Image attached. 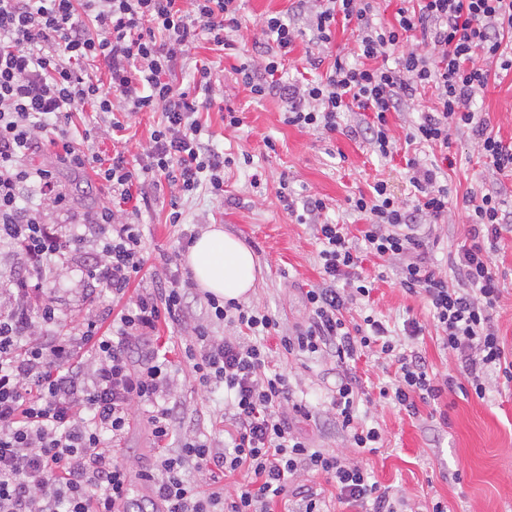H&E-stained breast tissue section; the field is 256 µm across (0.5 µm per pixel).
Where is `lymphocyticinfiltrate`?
<instances>
[{
	"mask_svg": "<svg viewBox=\"0 0 512 512\" xmlns=\"http://www.w3.org/2000/svg\"><path fill=\"white\" fill-rule=\"evenodd\" d=\"M372 2L294 0L315 43L329 44L336 27L352 30L356 63L335 60L315 80H284L299 32L281 14L266 15L260 26L268 44L261 62L244 70L243 82L255 97L284 103V124L321 135L336 133L341 113H371L360 135L383 158L398 152L390 115L434 89V107L405 133L402 155L412 202L396 199L381 180L370 194L351 198L364 220L358 246L343 225H317L323 283L305 293L307 325L280 339L286 353L327 351L345 366L366 355L388 360L396 370L379 396L415 417L421 406L463 382L484 398L488 373L512 383V350L493 323L501 298L494 256L503 233H512V204L497 188L465 197V238L449 258V279L436 271L419 232L422 221L435 224L447 217L449 204L441 166L424 163L419 152H447L452 129L470 130L486 164L512 176V142L494 134L489 119L472 109L491 79L512 72V0H416L414 7L397 8L391 24L374 20ZM241 28L239 0H0V242H10L23 257L21 269L8 279L13 301L0 310V512H122L131 491L129 474L113 464L104 445L124 437L135 401L148 406L158 447L152 467L141 475L153 494V512H276L288 496L296 500L295 512H324L313 488L297 486L304 472L329 476L339 502L366 512H399L397 500L379 489L365 465L311 447L293 433L285 415L288 378L266 371L264 337L277 326L268 312L208 297L212 316L253 335L249 342L237 336L217 342L200 323L184 347L199 383L223 385L232 396L231 446L223 450L185 435L175 456L168 452L176 435L169 361L150 343L160 324L181 322L189 313V293L180 280L137 294L108 327L91 320L65 339L33 334L36 325L60 318L40 294L56 264H79L91 287L120 298L143 281L145 263L138 216L122 218L105 206L84 232L63 235L22 206L29 187L61 198L53 171L26 163L40 147V132L54 128L58 161L93 171L118 202L131 201L134 188L147 183L223 196L224 170L233 159L204 139L198 119L212 102L210 70L197 68L184 90L174 88L170 77L201 33L225 47L228 33ZM416 31L423 45L408 47ZM90 60L104 66L106 79L85 70ZM86 104L103 116L161 111L145 164L121 152L102 160L74 145L67 127L77 107ZM367 254L401 261L400 285L426 301L442 348L456 362L454 374H434L375 315L345 319L350 304L371 295L372 283L360 271ZM143 346L149 352L133 366L132 354ZM359 389L356 377L341 378L330 411L351 447L374 454L383 435L360 419ZM78 407L86 417L76 418ZM190 467L212 482L233 476L237 483L225 492L201 493L186 475Z\"/></svg>",
	"mask_w": 512,
	"mask_h": 512,
	"instance_id": "f902f5d3",
	"label": "lymphocytic infiltrate"
}]
</instances>
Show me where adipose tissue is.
<instances>
[{
    "instance_id": "adipose-tissue-1",
    "label": "adipose tissue",
    "mask_w": 512,
    "mask_h": 512,
    "mask_svg": "<svg viewBox=\"0 0 512 512\" xmlns=\"http://www.w3.org/2000/svg\"><path fill=\"white\" fill-rule=\"evenodd\" d=\"M185 262L199 288L227 301L245 300L261 271L252 250L216 224L194 241Z\"/></svg>"
}]
</instances>
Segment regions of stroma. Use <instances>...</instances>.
Returning a JSON list of instances; mask_svg holds the SVG:
<instances>
[{
  "label": "stroma",
  "mask_w": 512,
  "mask_h": 512,
  "mask_svg": "<svg viewBox=\"0 0 512 512\" xmlns=\"http://www.w3.org/2000/svg\"><path fill=\"white\" fill-rule=\"evenodd\" d=\"M244 25L234 33L235 46L219 50L207 36L186 54V63L177 67L171 79L176 88L188 86L196 66L211 70L216 96L200 116L204 135L217 151L231 155L234 165L224 171L223 197L212 196L200 189L178 202L169 197H154L151 186L143 191L149 201L142 209L141 222L146 259L142 286L156 287L170 272L190 277L184 259L175 258L183 234H201L209 225H221L225 232L244 241L253 251L262 270L249 306L267 311L278 322L267 345L271 349L270 367L287 375L301 411H289L292 430L312 447L340 451L351 460L366 464L381 489L402 500L407 512H423L431 499L445 502L450 512H512V385H504L496 375L486 378L485 399L455 391L445 394L447 419L431 416L422 407L418 417H408L394 405L379 401L378 388L391 382L394 370L384 360L363 357L355 372L362 381L363 399L358 412L367 425L379 427L384 443L379 453L369 455L350 447L345 434L328 413L329 402L342 371L330 357L285 353L279 347L280 337L292 334L305 324L309 311L305 292L322 282L319 251L314 223H300L306 196L324 199V219L344 225L349 236H357L362 222L347 203L349 197L369 193L377 180H385L395 196L407 200L412 188L402 153L379 157L370 146L355 136L369 113L353 110L343 113L335 134L322 136L282 122V104L273 97L254 98L238 69L252 63L253 43L262 39L260 20L269 14L288 12L290 0H240ZM352 34L336 32L331 43L318 46L308 36L296 39L285 66V79L301 73L309 77L324 74L336 57L348 56ZM232 107L243 116L239 127L226 126L222 110ZM475 111L490 120L494 133L504 141H512V74L490 83L479 98ZM91 115L78 112L73 116L74 136H81L85 125H92L90 150L101 156L114 151L125 152L128 159L141 160L150 134L161 121L160 112H143L129 121L126 129L113 131L110 118L91 123ZM449 153L455 164L445 169L448 179L450 213L431 225L427 234L435 241V265L440 275H449L448 254L464 238L461 219L462 199L467 192H480L503 186L512 196V180H500L485 167L478 147L468 129L452 130ZM33 164L53 168L65 199L54 203L38 191L26 192L23 204L38 219L56 224L66 231L93 223L106 195L97 187L93 172L77 173L59 166L55 151L43 145L32 158ZM261 182H254V175ZM287 179L289 197L280 200V179ZM179 207L183 221L172 224L168 214ZM498 277L502 294L493 314L494 324L508 347L512 348V235L504 236L498 256ZM365 275L373 279L370 305L379 319L392 329L402 330L406 319L414 317L425 324L423 341L417 347L434 373L444 376L454 371L455 361L442 350L434 327L430 325L425 301L406 293L399 284V265L379 264L365 258ZM44 296L65 320L57 326L60 336L78 333L85 319L115 308L110 292H92L79 267L61 266L54 279L46 281ZM191 324L163 325L157 344L167 351L171 400L177 410V432L193 430L216 447H223L229 436L224 415V388L199 384L191 363L184 357L182 346L191 332ZM155 448L140 406L132 408V423L120 449L112 461L128 469L134 485L127 512H150L152 498L149 486L139 473L152 466Z\"/></svg>",
  "instance_id": "stroma-1"
}]
</instances>
